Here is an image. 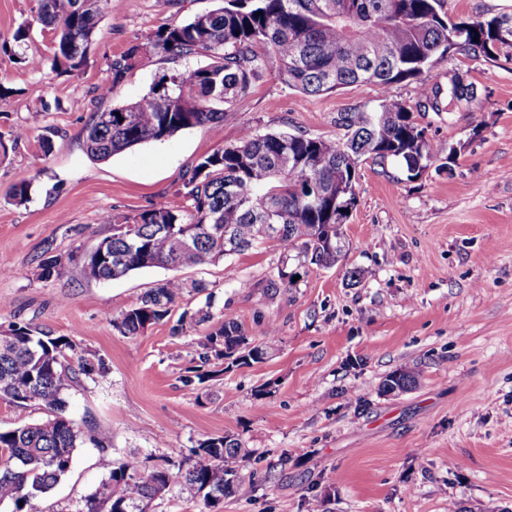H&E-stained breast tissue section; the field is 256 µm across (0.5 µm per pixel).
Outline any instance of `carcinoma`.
<instances>
[{
  "label": "carcinoma",
  "instance_id": "1",
  "mask_svg": "<svg viewBox=\"0 0 512 512\" xmlns=\"http://www.w3.org/2000/svg\"><path fill=\"white\" fill-rule=\"evenodd\" d=\"M112 0H40V19L55 34L53 62L65 73H80L93 41L99 3ZM441 0H224V5L181 25L157 29L107 63L112 75L99 98L112 92L148 52L172 57L205 55L210 63L189 73L161 76L138 101L116 102L95 113L85 129L84 147L93 160L114 155L179 132L224 125V106L248 97L254 80L275 65L288 87L304 95L332 92L358 82L384 88L415 84L416 106L441 112L448 104L477 99L475 86L458 75L442 88L430 70L448 55L491 56L511 46L500 38L512 15L456 22L440 13ZM479 41H473L474 37ZM29 27L22 25L0 51L31 68L24 56ZM112 115V124L104 121ZM340 141L302 133L242 132L238 142L207 155L192 168L176 203L161 202L139 215H105L112 235L98 240L106 258L83 263L82 274L105 282L135 271L177 269L239 254L258 242H277L286 260L301 268L335 266L343 254V210L357 205L359 167L364 162L402 164L414 180L431 166L435 153L428 128L419 125L412 106L386 97L374 112H341ZM62 274L58 260H41L38 279ZM185 283L170 278L149 289L138 304L120 312L116 326L125 336L167 317ZM278 340L271 332L255 344L228 318L204 337V361L240 364L263 361ZM104 369L103 358L77 349L72 339L28 323L12 322L0 331V402L15 409L35 403L46 411L38 423L0 430V505L13 512H37L45 497L71 470L82 431L65 415L67 392ZM418 384L412 370L394 371L382 391L402 393ZM103 453L106 470L81 512H151L152 503L179 487L190 498L213 506L234 493L253 451L231 434L197 442L186 457L172 451L165 463L149 469L135 460L107 454L104 433L89 437ZM177 471H172V468Z\"/></svg>",
  "mask_w": 512,
  "mask_h": 512
}]
</instances>
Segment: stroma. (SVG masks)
<instances>
[{"label": "stroma", "instance_id": "1", "mask_svg": "<svg viewBox=\"0 0 512 512\" xmlns=\"http://www.w3.org/2000/svg\"><path fill=\"white\" fill-rule=\"evenodd\" d=\"M217 4L112 0L86 67L72 76L51 68L53 33L39 0H0V40L27 25L26 53L42 61L34 70L0 53V84L14 92L0 109V330L28 322L103 358L104 373L70 390L66 414L83 432L107 433L113 458L151 465L224 433L254 450L237 492L215 507L171 493L153 512H512L511 49L435 64L433 81L459 73L478 98L417 116L438 151L419 179L391 161L362 165L336 266L300 269L287 288L278 277L283 248L260 244L176 274L154 267L105 283L83 277L85 252L112 232L102 214L135 216L174 200L185 173L236 143L243 127L339 140L338 112L415 98L407 83L306 96L271 67L250 96L226 106L223 131L195 127L90 159L84 129L104 107L107 61ZM206 63L148 54L113 99L138 100L163 73ZM23 179L30 199L16 205L10 194ZM52 256L62 275L37 279L35 267ZM175 275L186 288L166 319L135 337L114 326V316ZM196 282L204 292L193 291ZM227 316L255 342L277 328L273 354L228 370L201 363L204 336ZM398 369L417 371V387L382 392ZM101 456L91 442L77 448L40 512H80L104 477Z\"/></svg>", "mask_w": 512, "mask_h": 512}]
</instances>
